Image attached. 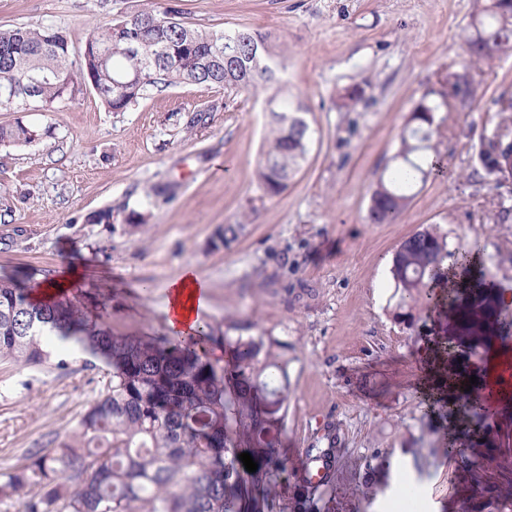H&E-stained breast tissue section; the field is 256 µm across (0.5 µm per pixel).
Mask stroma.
<instances>
[{
	"mask_svg": "<svg viewBox=\"0 0 512 512\" xmlns=\"http://www.w3.org/2000/svg\"><path fill=\"white\" fill-rule=\"evenodd\" d=\"M169 0H0V29L52 27L80 62L88 31ZM183 18L209 32L257 30L283 50L280 77L307 107L310 152L288 188L261 189L256 171L268 131L265 92L180 84L110 112L91 89L61 111L0 112L41 136L0 147V278L74 269L75 294L107 304L113 331L166 336V288L195 266L210 287L201 326L210 356L224 339L272 340L288 361L280 451L301 466L338 452L320 512H376L382 479L421 477L439 512H460L481 482L512 483V414L500 419L499 465L464 467L448 454L460 414L426 407L429 349L448 342V302L414 325L394 318L391 268L399 244L430 226L449 250L477 246V267L512 296V182L478 173V150L512 97V51L471 69L477 96L445 113L433 139L448 174L421 185L396 224H371L373 184L390 169L414 105L462 71L472 0H178ZM357 90L362 100L344 108ZM206 120L190 125L195 111ZM108 210L112 220L96 214ZM227 224L236 237L218 239ZM67 369H58V360ZM109 370L100 358L53 347L39 366L0 360V480L24 456L75 430Z\"/></svg>",
	"mask_w": 512,
	"mask_h": 512,
	"instance_id": "obj_1",
	"label": "stroma"
}]
</instances>
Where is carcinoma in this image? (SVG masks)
<instances>
[{
  "instance_id": "cac0c4a2",
  "label": "carcinoma",
  "mask_w": 512,
  "mask_h": 512,
  "mask_svg": "<svg viewBox=\"0 0 512 512\" xmlns=\"http://www.w3.org/2000/svg\"><path fill=\"white\" fill-rule=\"evenodd\" d=\"M170 6L145 8L114 18L86 41L112 46L102 65L69 60L67 37L51 28L0 30V88H33L43 112H57L94 82L110 112H124L156 88L191 83L227 90L269 92L276 114L268 117L266 148L258 181L276 196L302 168L309 152L307 112L299 97L277 77L278 54L268 36L250 29L206 32L180 19ZM134 38L135 52L128 49ZM463 73L424 94L404 127L396 165L379 177L367 220L394 224L408 209L418 184L447 174L432 144L442 120L437 113L463 107L476 96L469 69L512 49V0H473ZM38 129L21 120L0 126V145L27 146ZM483 178L498 183L495 161L480 146ZM477 247L451 253L447 242L423 228L398 247L392 266L399 293L396 317L413 322L429 308L433 289L448 283L444 260L452 256L455 283L448 289L459 335L448 348L453 361L488 358L491 325L512 317L495 304L490 289L472 270ZM106 303L61 291L36 301L15 279L0 278V357L42 364L54 338L82 336L112 363L104 392L81 417L76 432L51 448H39L0 481V499H20L23 512H284L276 486L291 480L292 512H314L326 475L314 484L301 470L288 469L280 453L283 403L288 393L286 362L276 342L224 337L229 363L209 357L211 336H127L105 321ZM472 390L460 391L466 425L460 435L483 447L482 460L501 458L492 432L500 408H489ZM257 462L246 471L239 455ZM465 512H512V484H489L464 503Z\"/></svg>"
}]
</instances>
